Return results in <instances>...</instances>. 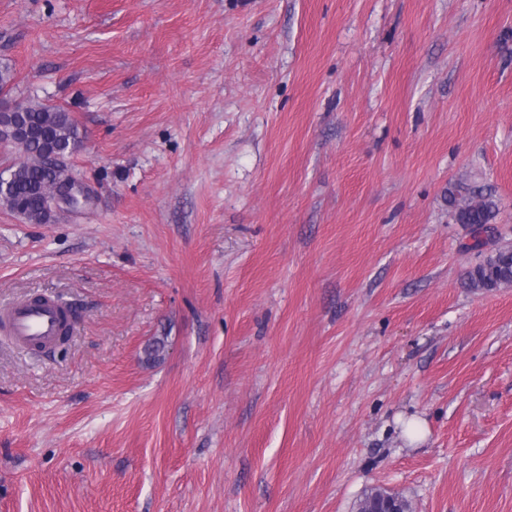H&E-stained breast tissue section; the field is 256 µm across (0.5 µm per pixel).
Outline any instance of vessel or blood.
<instances>
[{
  "label": "vessel or blood",
  "mask_w": 512,
  "mask_h": 512,
  "mask_svg": "<svg viewBox=\"0 0 512 512\" xmlns=\"http://www.w3.org/2000/svg\"><path fill=\"white\" fill-rule=\"evenodd\" d=\"M63 316L54 300L21 302L0 310V329L21 345L51 346L60 334Z\"/></svg>",
  "instance_id": "1"
}]
</instances>
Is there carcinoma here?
Wrapping results in <instances>:
<instances>
[{"mask_svg":"<svg viewBox=\"0 0 512 512\" xmlns=\"http://www.w3.org/2000/svg\"><path fill=\"white\" fill-rule=\"evenodd\" d=\"M25 113L33 138L26 145V153L0 171V176L6 175V183L0 186V206L30 224H45L41 190L73 181L64 159L69 142L78 139L79 134L69 114L60 108L27 104ZM450 202L455 206L457 223L471 227L474 243L470 249H482L483 234L494 217L495 202L474 190L459 199L453 196ZM495 255L496 261H490L487 256L467 271L471 287L489 289L493 283L507 277L512 248H499Z\"/></svg>","mask_w":512,"mask_h":512,"instance_id":"cac0c4a2","label":"carcinoma"}]
</instances>
